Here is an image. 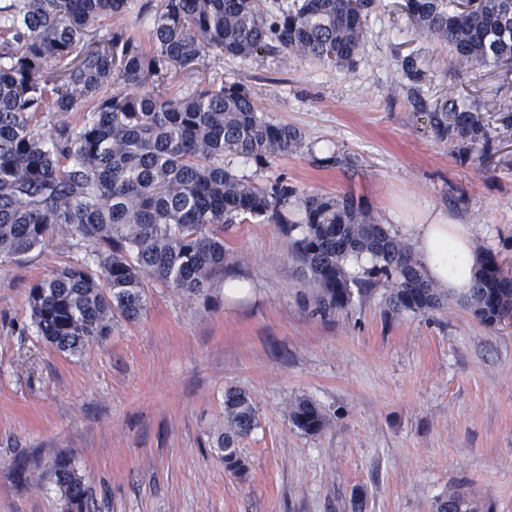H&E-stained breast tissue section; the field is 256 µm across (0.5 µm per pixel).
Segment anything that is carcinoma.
Wrapping results in <instances>:
<instances>
[{
  "label": "carcinoma",
  "instance_id": "cac0c4a2",
  "mask_svg": "<svg viewBox=\"0 0 512 512\" xmlns=\"http://www.w3.org/2000/svg\"><path fill=\"white\" fill-rule=\"evenodd\" d=\"M128 4L14 0L0 23V264L54 233L97 244L96 270L79 263L31 289L38 336L69 354L106 338L116 317L141 315L147 278L188 296L207 291L224 274V231L248 218L277 224L288 236L322 313L346 306L352 287L370 288L377 276L385 278L393 312L443 307L444 292L425 278L413 248L354 198L309 193L294 224L287 213L296 188L282 179L258 186L224 166L226 157L262 166L302 147L300 131L260 112L249 89L202 78L188 96L171 93L179 71H198L206 47L222 57L286 51L349 65L371 0H294L274 17L258 0H162L146 44L106 28ZM404 7L415 30L448 46L449 65L509 72L512 0H472L467 10L459 0H405ZM116 79L151 90L116 94ZM74 112L83 113L77 132ZM485 112L500 113L502 128L512 130V110L495 94L478 103L450 96L428 119L461 161L481 162L494 151ZM364 253L372 267L356 278L347 263ZM463 299L480 321L496 325L512 312V278L488 258ZM224 418V468L242 477L247 466L236 444L256 426L246 393L225 392ZM290 420L307 433L325 424L307 400L294 405ZM50 475L63 512H85L86 491L70 461L54 460ZM439 512L476 507L450 490Z\"/></svg>",
  "mask_w": 512,
  "mask_h": 512
}]
</instances>
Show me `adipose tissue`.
Here are the masks:
<instances>
[{
    "mask_svg": "<svg viewBox=\"0 0 512 512\" xmlns=\"http://www.w3.org/2000/svg\"><path fill=\"white\" fill-rule=\"evenodd\" d=\"M413 240L425 277L460 295L470 288L478 271L471 249L469 226L442 217L402 227Z\"/></svg>",
    "mask_w": 512,
    "mask_h": 512,
    "instance_id": "1",
    "label": "adipose tissue"
}]
</instances>
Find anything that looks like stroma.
I'll use <instances>...</instances> for the list:
<instances>
[{"label": "stroma", "instance_id": "obj_1", "mask_svg": "<svg viewBox=\"0 0 512 512\" xmlns=\"http://www.w3.org/2000/svg\"><path fill=\"white\" fill-rule=\"evenodd\" d=\"M403 2L374 0L351 65L209 54L176 89L242 84L301 132L302 148L267 166L228 159L241 178L351 196L394 234L451 218L470 226L479 258L512 272V137L477 172L426 118L478 83L512 104V77L450 66ZM408 58L418 76L403 70ZM95 248L59 233L0 264V512H61L48 474L59 457L95 512H437L452 490L477 512H512V325H485L451 294L432 314L394 313L381 284L319 314L287 236L248 219L225 232L224 275L207 292L148 282L139 320L116 319L106 339L62 353L37 335L30 290L93 262ZM229 278L248 293L225 296ZM231 388L257 415L239 442L242 479L217 446ZM302 399L322 411L321 431L292 425ZM22 466L36 483L20 480Z\"/></svg>", "mask_w": 512, "mask_h": 512}]
</instances>
